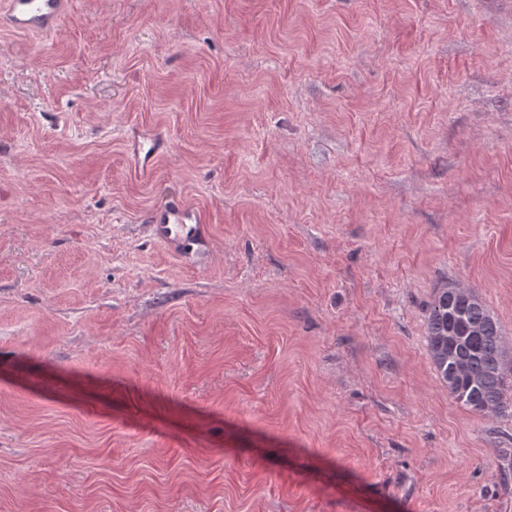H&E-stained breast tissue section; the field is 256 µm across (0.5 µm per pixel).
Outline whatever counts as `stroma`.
I'll return each mask as SVG.
<instances>
[{"instance_id": "obj_1", "label": "stroma", "mask_w": 512, "mask_h": 512, "mask_svg": "<svg viewBox=\"0 0 512 512\" xmlns=\"http://www.w3.org/2000/svg\"><path fill=\"white\" fill-rule=\"evenodd\" d=\"M173 201L208 220L180 253ZM440 288L512 349V0L0 29V512H512V414L428 355ZM206 221L202 211L180 204L161 206L152 215V222L156 224L158 233L174 249L183 243L181 235L185 231H194L195 235L203 232Z\"/></svg>"}]
</instances>
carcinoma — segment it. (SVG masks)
<instances>
[{
    "instance_id": "carcinoma-1",
    "label": "carcinoma",
    "mask_w": 512,
    "mask_h": 512,
    "mask_svg": "<svg viewBox=\"0 0 512 512\" xmlns=\"http://www.w3.org/2000/svg\"><path fill=\"white\" fill-rule=\"evenodd\" d=\"M480 328L469 334L466 343L456 350L448 348L451 329ZM427 347L441 381L449 395L473 412L491 407L504 414L512 409V370L499 365L503 335L500 323L483 301L471 302L460 309H448V289L435 293L427 316ZM461 358L468 372L448 381L453 360Z\"/></svg>"
}]
</instances>
